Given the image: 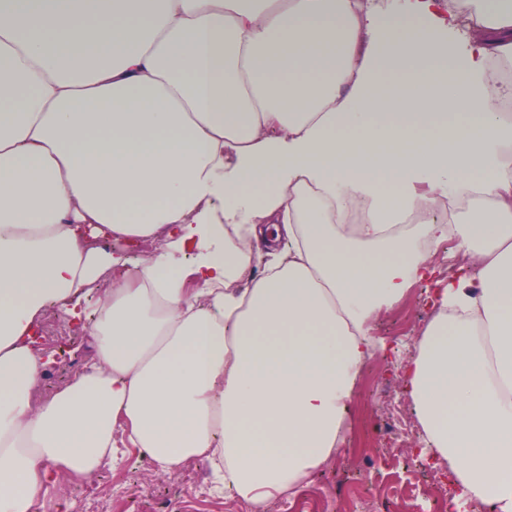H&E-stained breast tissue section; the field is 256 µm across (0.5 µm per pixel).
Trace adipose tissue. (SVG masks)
Listing matches in <instances>:
<instances>
[{
    "mask_svg": "<svg viewBox=\"0 0 512 512\" xmlns=\"http://www.w3.org/2000/svg\"><path fill=\"white\" fill-rule=\"evenodd\" d=\"M439 2L0 0V512L93 481L119 432L267 512L335 453L375 320L444 242L468 266L403 390L457 500L512 512V119L488 68L512 0H465L462 35ZM451 194L491 206L402 223ZM356 203L365 223L332 221ZM153 239L143 266L108 246ZM50 307L90 353L39 402Z\"/></svg>",
    "mask_w": 512,
    "mask_h": 512,
    "instance_id": "1",
    "label": "adipose tissue"
}]
</instances>
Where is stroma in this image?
<instances>
[{"label": "stroma", "instance_id": "1", "mask_svg": "<svg viewBox=\"0 0 512 512\" xmlns=\"http://www.w3.org/2000/svg\"><path fill=\"white\" fill-rule=\"evenodd\" d=\"M430 293L429 282L417 283L402 304L376 320L374 336L379 347L371 358L372 377L357 381L345 427V453L324 467L330 480L361 482L366 492L372 493L379 485L398 478L421 477L420 469L403 466H383L369 472L363 459L389 455V448L377 443L379 429L388 416L405 421L415 417L412 404L396 411L389 400L403 395L400 365L414 355L417 340L431 319ZM41 324L50 333L45 342L47 354L60 357L48 367L39 388L40 395L47 396L81 371L88 338L80 323L61 318L52 308L45 311ZM63 502L69 504L70 512H238L233 498L213 489L206 461L197 460L163 475L134 448L119 449L116 462L105 467L93 483L62 478L32 512H58Z\"/></svg>", "mask_w": 512, "mask_h": 512}]
</instances>
